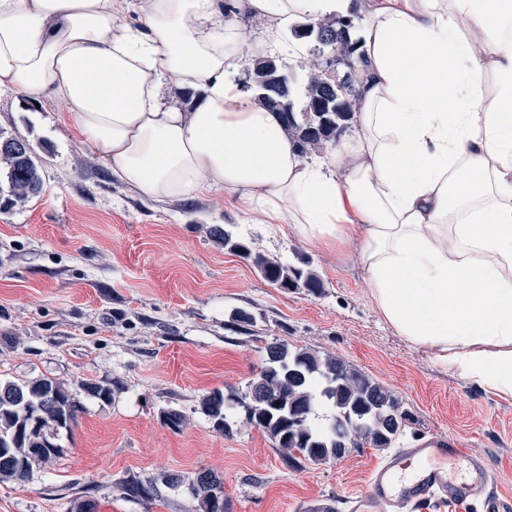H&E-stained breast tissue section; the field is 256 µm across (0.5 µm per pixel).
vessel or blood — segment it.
I'll return each instance as SVG.
<instances>
[{"label":"vessel or blood","mask_w":512,"mask_h":512,"mask_svg":"<svg viewBox=\"0 0 512 512\" xmlns=\"http://www.w3.org/2000/svg\"><path fill=\"white\" fill-rule=\"evenodd\" d=\"M433 504L459 512H512V495L498 491L486 457L426 439L373 467L366 491L309 499L301 512H427Z\"/></svg>","instance_id":"obj_1"}]
</instances>
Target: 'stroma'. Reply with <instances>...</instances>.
Masks as SVG:
<instances>
[{
  "instance_id": "obj_1",
  "label": "stroma",
  "mask_w": 512,
  "mask_h": 512,
  "mask_svg": "<svg viewBox=\"0 0 512 512\" xmlns=\"http://www.w3.org/2000/svg\"><path fill=\"white\" fill-rule=\"evenodd\" d=\"M0 134L26 139L43 187L25 205L0 193V380L42 375L118 385L111 402L85 400L62 456L22 485L0 483V512H197L184 490L146 502L125 495L128 477L209 470L234 512H296L311 497L364 490L388 451L355 448L325 464L289 466L270 437L232 413L213 430L199 410L213 390L244 396L279 339L350 362L390 389L413 421V440L454 442L488 458L512 494V396L483 389L398 334L372 304L355 247L311 249L296 235L253 224L223 194L154 202L112 176L61 106L0 89ZM220 224L270 256L308 259L322 295L284 292L208 235ZM238 309L252 335L227 329ZM188 417L165 426L162 410Z\"/></svg>"
}]
</instances>
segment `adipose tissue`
Masks as SVG:
<instances>
[{
    "label": "adipose tissue",
    "instance_id": "ef3b65f1",
    "mask_svg": "<svg viewBox=\"0 0 512 512\" xmlns=\"http://www.w3.org/2000/svg\"><path fill=\"white\" fill-rule=\"evenodd\" d=\"M348 8L0 0V88L59 103L149 200L221 191L309 246L356 245L396 332L512 396V0H360L352 131L311 161L237 82L239 19H265L257 46L281 53L277 32ZM165 82L200 96L165 102Z\"/></svg>",
    "mask_w": 512,
    "mask_h": 512
}]
</instances>
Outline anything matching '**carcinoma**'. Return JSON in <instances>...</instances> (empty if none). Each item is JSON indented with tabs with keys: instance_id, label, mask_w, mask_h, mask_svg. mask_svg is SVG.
I'll return each mask as SVG.
<instances>
[{
	"instance_id": "cac0c4a2",
	"label": "carcinoma",
	"mask_w": 512,
	"mask_h": 512,
	"mask_svg": "<svg viewBox=\"0 0 512 512\" xmlns=\"http://www.w3.org/2000/svg\"><path fill=\"white\" fill-rule=\"evenodd\" d=\"M355 29V21L347 23L345 17L334 16L297 23L288 35L294 45L313 42L333 52L348 67L346 81L340 85L325 83L320 66L307 61L300 63L304 80L294 79L285 85L282 75L289 67L279 56L254 59L255 99L280 114L288 138L304 156L319 154L335 144L353 119L358 77L351 64L358 46ZM0 178L7 185L11 203H24L40 193L42 167L26 140L0 135ZM209 237L249 261L276 288L285 292L302 288L312 295L323 292L324 283L308 260L285 263L264 255L219 224L210 227ZM251 324L252 314L243 309L234 311L228 321L229 328L243 333L249 332ZM264 349L265 365L249 382L244 399L236 400L220 390L201 396L200 410L215 431L230 430L227 410L237 404L244 408L249 424L268 434L285 461L302 458L323 464L336 459L341 448H392L412 421L391 390L341 358L284 341L267 343ZM117 390V385L104 381L70 383L48 376L0 381V482L24 484L34 466L46 465L61 455L62 439L71 436L84 410L78 392L108 403ZM320 408L331 411L323 426L313 423ZM161 418L173 430L186 425L185 415L174 408L162 411ZM34 448L43 452L34 453ZM160 484L170 489L186 487L198 512H214L211 491L223 481L213 472L201 470L187 484L178 475L161 474L147 480L131 477L123 489L131 498L149 501L159 495Z\"/></svg>"
}]
</instances>
